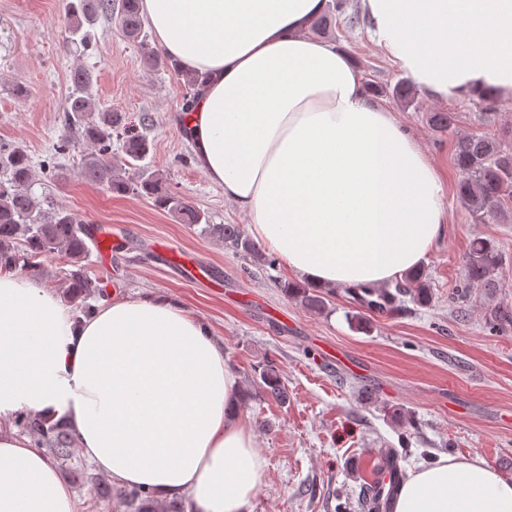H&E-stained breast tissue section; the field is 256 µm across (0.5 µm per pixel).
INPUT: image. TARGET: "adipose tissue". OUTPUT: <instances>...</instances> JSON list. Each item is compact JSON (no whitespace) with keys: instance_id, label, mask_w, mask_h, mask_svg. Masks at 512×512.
Instances as JSON below:
<instances>
[{"instance_id":"ef3b65f1","label":"adipose tissue","mask_w":512,"mask_h":512,"mask_svg":"<svg viewBox=\"0 0 512 512\" xmlns=\"http://www.w3.org/2000/svg\"><path fill=\"white\" fill-rule=\"evenodd\" d=\"M327 0H141L156 45L197 75L178 120L202 172L249 231L312 288L420 269L447 224L437 172L347 51L306 30ZM379 45L440 100L512 98V0H362ZM238 378L208 328L171 300L114 297L79 313L0 269V416L65 420L117 487L188 512H251L267 461L230 416ZM0 512H79L56 462L0 430ZM395 512H512L483 460L409 472Z\"/></svg>"}]
</instances>
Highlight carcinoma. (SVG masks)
Returning <instances> with one entry per match:
<instances>
[{"label": "carcinoma", "instance_id": "carcinoma-1", "mask_svg": "<svg viewBox=\"0 0 512 512\" xmlns=\"http://www.w3.org/2000/svg\"><path fill=\"white\" fill-rule=\"evenodd\" d=\"M67 16L66 46L89 50L92 34L85 26H93L100 17L113 20L124 36L137 41L142 50L143 65L148 70L160 66L176 67L169 58L148 43L144 34V19L140 0H65ZM186 92L182 109L192 107L198 92L197 78L184 72ZM92 76L81 68L71 75V92L63 121L70 133L89 144L91 151L84 157L77 174L84 181L100 185L107 191L146 197L168 212L180 224L201 227V232L220 239L237 252L269 264L275 258L266 254L262 245L249 238L237 224H212L209 215L186 197L163 185L162 177L140 169L130 177L125 166L145 157L150 150L146 136L126 126L125 115L100 108L91 95ZM375 94L389 93L400 105L414 103L416 90L405 80L392 88L371 86ZM123 136L122 151L127 156L118 161L112 155L113 135ZM453 163L459 172L457 197L477 223H506L512 220V149L485 136H469L458 140ZM38 181L31 156L21 145H0V268L19 269L32 275L43 272L41 259L57 254L67 258L70 269L64 272L65 298L80 312H87L92 302L107 297L103 277L89 270L91 248L82 223L65 207L47 206L31 192ZM503 260L494 244L484 238L474 239L465 260V280L470 287H480L492 293L499 287L498 273ZM281 291L301 301L307 308L322 312L327 308L325 293L293 282L280 285ZM355 303V311L347 316L351 329H368L367 315L387 314L398 308L403 297L427 304L432 299L423 272L405 275V283L359 285L347 289ZM264 392L284 404L288 392L282 383L278 367L268 362L260 373ZM13 424L29 434L39 448H47L59 460L66 477L91 491L95 504L117 500L124 512H185L183 502L174 499L162 502L146 489H115L84 464L73 461L75 438L65 422L51 421L19 412Z\"/></svg>", "mask_w": 512, "mask_h": 512}]
</instances>
